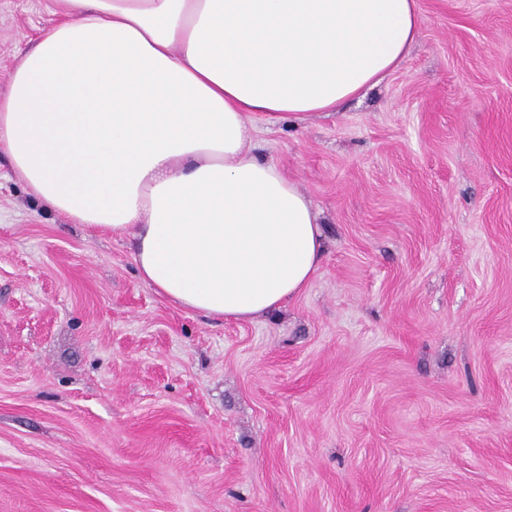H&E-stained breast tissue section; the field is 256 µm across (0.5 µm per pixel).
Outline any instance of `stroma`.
<instances>
[{
	"mask_svg": "<svg viewBox=\"0 0 512 512\" xmlns=\"http://www.w3.org/2000/svg\"><path fill=\"white\" fill-rule=\"evenodd\" d=\"M337 112L254 117L326 251L221 320L0 154V512H512V0H419ZM51 0H0V97Z\"/></svg>",
	"mask_w": 512,
	"mask_h": 512,
	"instance_id": "35a3bbf8",
	"label": "stroma"
}]
</instances>
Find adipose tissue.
Listing matches in <instances>:
<instances>
[{"label":"adipose tissue","instance_id":"obj_1","mask_svg":"<svg viewBox=\"0 0 512 512\" xmlns=\"http://www.w3.org/2000/svg\"><path fill=\"white\" fill-rule=\"evenodd\" d=\"M0 99V151L140 279L220 319L280 310L324 254L310 201L253 153L256 113L336 112L416 44L418 0H54Z\"/></svg>","mask_w":512,"mask_h":512}]
</instances>
